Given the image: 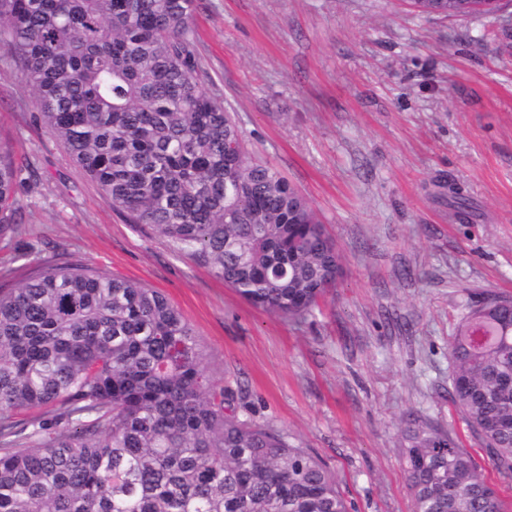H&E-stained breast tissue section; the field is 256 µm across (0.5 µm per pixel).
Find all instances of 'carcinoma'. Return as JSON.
<instances>
[{
  "label": "carcinoma",
  "mask_w": 512,
  "mask_h": 512,
  "mask_svg": "<svg viewBox=\"0 0 512 512\" xmlns=\"http://www.w3.org/2000/svg\"><path fill=\"white\" fill-rule=\"evenodd\" d=\"M194 0H0V49L40 121L134 224L212 268L251 305L301 323L340 256L308 199L247 157L196 77ZM35 178L0 149V238ZM462 221L470 203L448 185ZM451 402L512 479V297L469 303L449 347ZM160 291L54 265L0 289V512H349L335 476L232 407ZM414 512H506L457 436L405 434Z\"/></svg>",
  "instance_id": "1"
}]
</instances>
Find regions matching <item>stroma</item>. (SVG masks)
Returning <instances> with one entry per match:
<instances>
[{"instance_id": "stroma-1", "label": "stroma", "mask_w": 512, "mask_h": 512, "mask_svg": "<svg viewBox=\"0 0 512 512\" xmlns=\"http://www.w3.org/2000/svg\"><path fill=\"white\" fill-rule=\"evenodd\" d=\"M198 80L248 155L310 202L341 255L312 316L248 304L205 264L131 224L38 116L0 50V148L36 177L0 239V287L80 262L163 292L215 381L336 476L351 512H413L400 431L422 417L487 456L449 399L448 344L468 302L512 295V17H425L409 0H195ZM452 178L460 222L438 198Z\"/></svg>"}]
</instances>
